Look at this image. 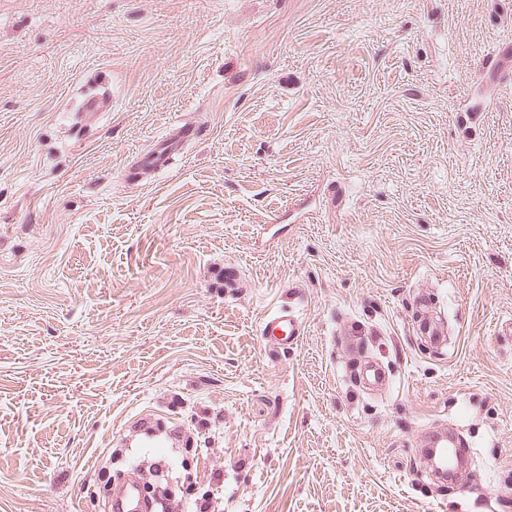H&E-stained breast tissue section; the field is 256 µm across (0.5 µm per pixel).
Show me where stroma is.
<instances>
[{
    "label": "stroma",
    "instance_id": "35a3bbf8",
    "mask_svg": "<svg viewBox=\"0 0 512 512\" xmlns=\"http://www.w3.org/2000/svg\"><path fill=\"white\" fill-rule=\"evenodd\" d=\"M508 44L512 0H0V512H107L99 472L158 455L217 512H512ZM112 109V97L108 89L99 90L93 95L86 96L80 104L78 117L81 121L90 119L100 112H108ZM195 125L183 123L173 126L161 138L156 139L152 146L144 151H138L128 163V176L139 169H149L154 172H162L168 169L172 159L181 153L183 145L197 137ZM263 335L268 336L270 353L284 351L303 336L302 324L292 311L279 309L265 317ZM443 438L444 440L438 446L437 443H433L432 446H438L437 448H442L440 459L443 465L447 464L448 467H454L457 462L460 463L464 460L465 455L467 454V450L465 448V444L462 439L458 436H455L451 432H434L430 434L429 444L434 441L436 438Z\"/></svg>",
    "mask_w": 512,
    "mask_h": 512
}]
</instances>
